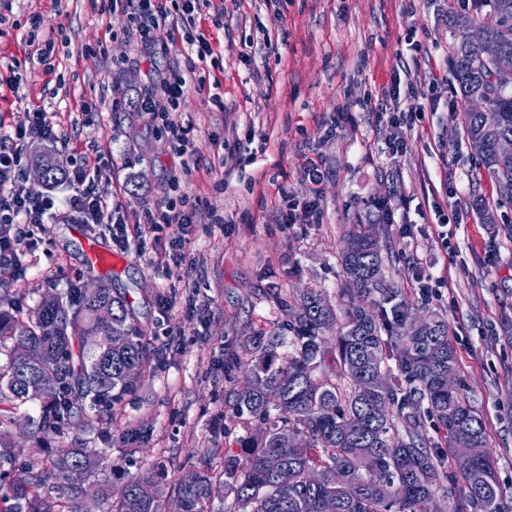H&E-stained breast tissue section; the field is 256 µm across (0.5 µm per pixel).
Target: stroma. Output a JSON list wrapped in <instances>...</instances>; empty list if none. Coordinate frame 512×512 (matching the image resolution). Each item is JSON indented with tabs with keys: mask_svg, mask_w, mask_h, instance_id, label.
Masks as SVG:
<instances>
[{
	"mask_svg": "<svg viewBox=\"0 0 512 512\" xmlns=\"http://www.w3.org/2000/svg\"><path fill=\"white\" fill-rule=\"evenodd\" d=\"M219 9L220 29L211 22ZM474 10L475 0H210L191 25L212 45L202 61L164 29L155 48L143 49L127 36L125 11L102 13L91 0H0L1 71L23 60L30 16H42L41 36L54 43L47 65L26 67L17 90H0V119L18 123L35 105L52 112L69 139L23 146L27 190L65 200L74 192L69 183L36 181L37 155L68 170L97 147L129 212L184 195L202 198L219 218L190 225L180 256L168 255L175 231L166 228L149 234L144 250L130 248L102 269L90 266L86 253L94 243L113 249L107 226L60 214L28 228L18 264L0 266V302L33 315L48 294L107 284L127 297L157 356L119 403L86 410L62 434L35 438L24 417L38 415L40 403L24 405L7 426L17 460L39 446H108L111 462L128 472L162 466L165 491L173 493L204 451L234 447L246 433L225 395L246 375L232 356L284 320L268 289L294 295L316 288L336 301L340 239L382 198L393 214L389 277L419 315L447 320L456 385L486 422L497 479L511 499L512 343L502 339L500 319L512 310V241L500 227L512 224V206L499 209L495 226L470 209L474 192L491 200L497 193L476 179L451 66L456 20ZM173 66L188 81L220 83L219 91L193 90L182 102L184 149L139 103ZM398 71L411 76L400 89L401 107L419 103L423 110L396 131L407 150L395 156L388 148L394 131L374 106ZM312 166L324 174L320 184L307 178ZM308 196L321 223H284L289 200ZM450 198L464 221L445 226L439 212ZM404 224L411 227L406 238ZM419 273L447 284L424 294ZM140 426L149 437L127 454L122 437Z\"/></svg>",
	"mask_w": 512,
	"mask_h": 512,
	"instance_id": "stroma-1",
	"label": "stroma"
}]
</instances>
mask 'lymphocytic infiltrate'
<instances>
[{
    "label": "lymphocytic infiltrate",
    "mask_w": 512,
    "mask_h": 512,
    "mask_svg": "<svg viewBox=\"0 0 512 512\" xmlns=\"http://www.w3.org/2000/svg\"><path fill=\"white\" fill-rule=\"evenodd\" d=\"M169 0H124L130 12L132 26L129 35L141 47L155 44V33L165 28L177 32L186 16L200 9L202 0H180L179 6L169 7ZM190 90L183 74L175 73L145 92L142 107L178 142H185L186 133L174 114ZM61 134L49 112L35 107L25 113L21 122L10 130H0V265L17 262V245L27 224L43 223L50 216L54 200L50 195L25 189L20 183V146L30 141L56 142ZM75 192L64 205L77 213L81 223L104 224L112 233L113 242L120 248H130L142 242L147 233L161 227L183 228L194 223L197 205L187 198L166 200L154 207L143 208L142 220H131L127 208L119 199V189L102 185L103 170L100 162L81 157L79 165L67 174Z\"/></svg>",
    "instance_id": "lymphocytic-infiltrate-1"
}]
</instances>
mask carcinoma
Segmentation results:
<instances>
[{"label":"carcinoma","mask_w":512,"mask_h":512,"mask_svg":"<svg viewBox=\"0 0 512 512\" xmlns=\"http://www.w3.org/2000/svg\"><path fill=\"white\" fill-rule=\"evenodd\" d=\"M482 2L488 7L482 18L459 19L452 71L462 100L481 91L498 114L494 127L481 112L466 109L461 118L464 138L484 141L479 172L498 196L493 204L475 194L471 207L481 223L494 224L497 209L512 204V155L498 148L512 140V91L492 82V65L479 60L478 49L492 42L500 60L512 63V0ZM389 250L387 240L371 238L367 224L353 225L340 241L344 282L336 308L316 288L293 297L269 290L287 320L277 332L252 337L250 357L236 358L249 377L226 396L231 414L258 430L236 450L209 449L200 469L176 483L173 512H214V500L226 495L234 497V512H323L326 501L336 512H440L437 491L445 481L461 483L455 512H505L495 462L485 451V422L458 389H448V376L457 375L448 322L433 313L407 335L409 302L385 274ZM101 303L112 306V321L95 319ZM38 315L30 323L18 306L0 310V351L8 356L0 365V403L7 404L0 413V512H82L87 499L102 512H160L164 487L153 465L115 481L90 479L108 448H40L16 461L2 426L30 401L22 389L28 372L46 378L40 414L28 418L32 433L58 434L79 416L76 398L112 406L134 389L151 356L126 296L106 285L95 296L51 294ZM87 336L112 343L88 345ZM286 343L291 350L281 359ZM378 374L386 382L360 395L358 387ZM427 416L441 425L438 441L425 436ZM217 456L223 457L218 467ZM271 459L288 467V484L277 481ZM75 469L85 473L80 483L72 482ZM142 484L153 486V500L139 497Z\"/></svg>","instance_id":"carcinoma-1"}]
</instances>
